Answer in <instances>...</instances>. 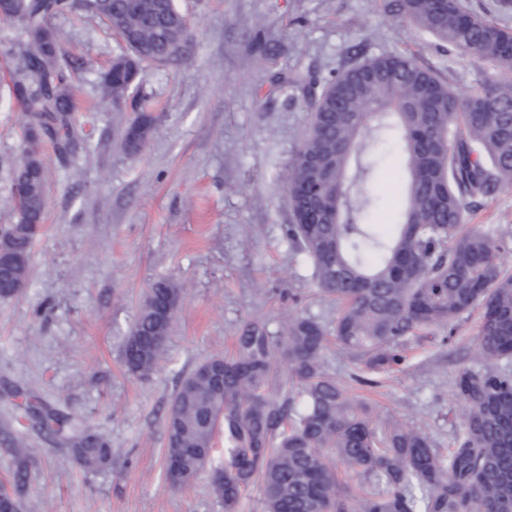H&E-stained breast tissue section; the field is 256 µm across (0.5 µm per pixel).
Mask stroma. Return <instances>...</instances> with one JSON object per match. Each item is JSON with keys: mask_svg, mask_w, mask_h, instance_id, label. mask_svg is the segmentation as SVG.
<instances>
[{"mask_svg": "<svg viewBox=\"0 0 512 512\" xmlns=\"http://www.w3.org/2000/svg\"><path fill=\"white\" fill-rule=\"evenodd\" d=\"M381 0H176L194 35L193 63L149 65L139 94L159 117L136 155L120 147L129 113L100 104V75L121 43L91 19L53 25L77 61L74 166L45 149L46 216L31 249L27 282L0 299V387L20 384L43 402L107 434L109 469L83 470L43 431H21L29 481L24 506L40 512H224L209 476L180 490L166 480L164 417L181 380L213 355H234L253 320L280 335L289 307L318 321L329 343L327 373L392 414L425 425L450 447L462 424L453 375L470 362L480 322L463 316L452 339L411 342L403 369L352 380L335 343L336 304L320 295L311 260L287 236L288 162L311 112L291 77L323 81L359 59L405 51L460 95L495 76L489 64L437 49ZM23 112L0 79V225L12 221L11 181ZM377 197L369 222L391 233L404 205L400 177L383 168L361 185ZM512 228V186L466 219L470 230ZM182 289L166 356L149 376L127 373L126 336L157 279Z\"/></svg>", "mask_w": 512, "mask_h": 512, "instance_id": "stroma-1", "label": "stroma"}]
</instances>
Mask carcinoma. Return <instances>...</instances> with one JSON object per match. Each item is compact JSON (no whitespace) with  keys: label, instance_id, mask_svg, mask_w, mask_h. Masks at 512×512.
<instances>
[{"label":"carcinoma","instance_id":"cac0c4a2","mask_svg":"<svg viewBox=\"0 0 512 512\" xmlns=\"http://www.w3.org/2000/svg\"><path fill=\"white\" fill-rule=\"evenodd\" d=\"M385 12L406 15L423 32L498 69L512 71V32L464 10L460 0H383ZM79 10L103 21L125 50L101 74V104L125 106L134 118L121 146L137 154L158 117L141 107L143 64L191 63L190 28L175 0H0V16L21 23L26 41L5 52L25 138L14 169L15 220L0 229V297L25 285L31 247L46 207L42 148L51 144L74 162L71 93L74 63L61 54L51 20ZM312 114L288 162L293 223L288 240L309 257L323 295L340 306L336 339L359 373L399 366L411 337L451 333L465 313L480 310L476 351L460 366L453 395L461 430L447 452L421 427L349 395L323 367L325 331L289 312L283 334L252 321L236 355H216L180 383L165 415L167 479L180 488L211 470L224 512H238L260 480L264 512H512V274L499 255L512 251V232L465 231L466 217L512 185V81H484L457 96L412 53L373 56L318 83L295 77ZM390 143L405 174L406 204L385 238L363 222L373 205L355 192L372 174L361 158ZM181 288L170 278L146 293L124 345V364L146 376L160 364L177 318ZM288 370L295 399L273 398L278 368ZM39 429L96 472L116 450L105 434L74 425L26 400ZM224 428V457L214 439ZM15 448V487L25 484L24 444ZM343 464L362 481L340 479Z\"/></svg>","mask_w":512,"mask_h":512}]
</instances>
